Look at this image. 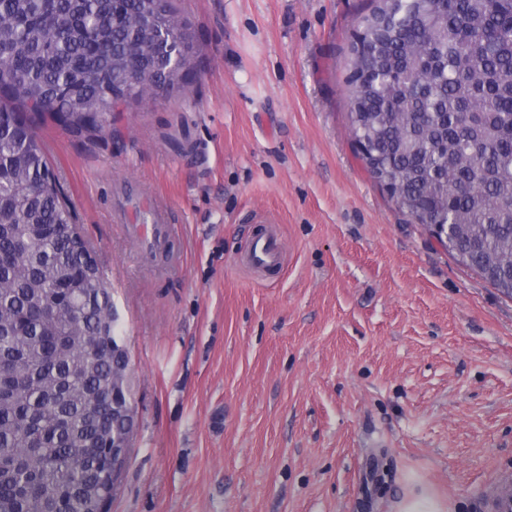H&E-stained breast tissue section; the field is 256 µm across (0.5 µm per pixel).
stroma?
<instances>
[{"mask_svg": "<svg viewBox=\"0 0 512 512\" xmlns=\"http://www.w3.org/2000/svg\"><path fill=\"white\" fill-rule=\"evenodd\" d=\"M191 83L95 138L36 124L112 291L136 427L110 512H448L512 493V298L412 223L356 157L345 50L369 0H175ZM144 185L179 262H142ZM283 263L242 262L260 225ZM136 204L133 208L130 204ZM114 220L127 224L129 236L138 243L144 260L163 255L175 232L174 219L167 206L156 203L145 190L133 193L118 187ZM448 504L430 487L422 486L407 493L397 504L396 512H447Z\"/></svg>", "mask_w": 512, "mask_h": 512, "instance_id": "obj_1", "label": "stroma"}]
</instances>
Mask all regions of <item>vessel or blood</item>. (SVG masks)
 I'll return each mask as SVG.
<instances>
[{"label":"vessel or blood","instance_id":"1","mask_svg":"<svg viewBox=\"0 0 512 512\" xmlns=\"http://www.w3.org/2000/svg\"><path fill=\"white\" fill-rule=\"evenodd\" d=\"M113 217L115 221L126 224L144 260L155 259L167 251L175 232L174 219L168 207L156 203L147 191L133 193L126 187H118ZM279 260L280 253L274 239L262 234L252 239L248 253L251 268L266 269L277 265Z\"/></svg>","mask_w":512,"mask_h":512}]
</instances>
